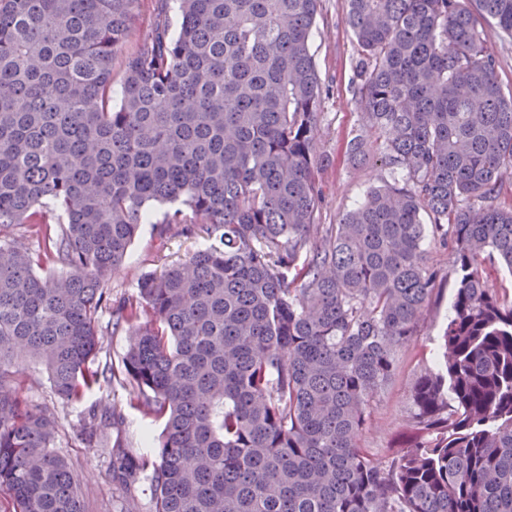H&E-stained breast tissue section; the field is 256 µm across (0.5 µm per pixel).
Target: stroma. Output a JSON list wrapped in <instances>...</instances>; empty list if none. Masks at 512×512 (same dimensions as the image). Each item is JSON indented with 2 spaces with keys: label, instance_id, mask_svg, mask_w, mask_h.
<instances>
[{
  "label": "stroma",
  "instance_id": "obj_1",
  "mask_svg": "<svg viewBox=\"0 0 512 512\" xmlns=\"http://www.w3.org/2000/svg\"><path fill=\"white\" fill-rule=\"evenodd\" d=\"M346 7L345 0H320L310 38L321 82L328 90L321 107L317 142L318 153L329 159L328 166L317 172L323 191L317 222L322 229L338 223L369 188L382 185L388 178V170L381 162L373 160L354 166L346 157V145L355 134L360 118V109L351 92L356 41L344 21ZM174 212L171 205L151 207L124 262L112 274L109 283L112 302L133 294L141 274L161 273L171 265L184 262L198 248L211 244V237L199 224L194 225L189 235L160 234V222ZM425 250L429 266L439 272L436 290L418 323L413 343L399 357L389 382L372 403L360 444L373 453L407 446L416 437L417 431L410 423L411 389L421 373L434 369L440 354L441 335L454 293L453 280L448 276L452 253L431 239L427 240ZM21 372L28 400L56 413L53 450L69 462L84 512H150L147 481H139L132 499L113 483L112 441L90 444L82 435L89 411L102 413L117 409L125 417L124 447L138 454L152 451L162 425L143 419L129 406L126 383L118 378H106L80 403L66 406L55 396L41 365L22 362Z\"/></svg>",
  "mask_w": 512,
  "mask_h": 512
}]
</instances>
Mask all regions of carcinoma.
<instances>
[{"instance_id": "carcinoma-1", "label": "carcinoma", "mask_w": 512, "mask_h": 512, "mask_svg": "<svg viewBox=\"0 0 512 512\" xmlns=\"http://www.w3.org/2000/svg\"><path fill=\"white\" fill-rule=\"evenodd\" d=\"M140 4L0 0V388L14 389L0 490L14 512H83L17 348L65 404L100 384L112 271L155 203L186 206L219 244L141 275L113 312L136 324L129 405L163 424L152 454L116 442L118 486L145 476L152 512H512V289L484 276L487 259L512 275V205L496 202L512 91L484 29L512 39V0H348L362 116L348 159L364 163L374 135L391 180L311 251L318 0H157L151 37L125 54ZM430 228L451 245L454 296L439 368L412 389L426 434L379 458L360 438L435 291ZM123 426L114 409L83 433Z\"/></svg>"}]
</instances>
